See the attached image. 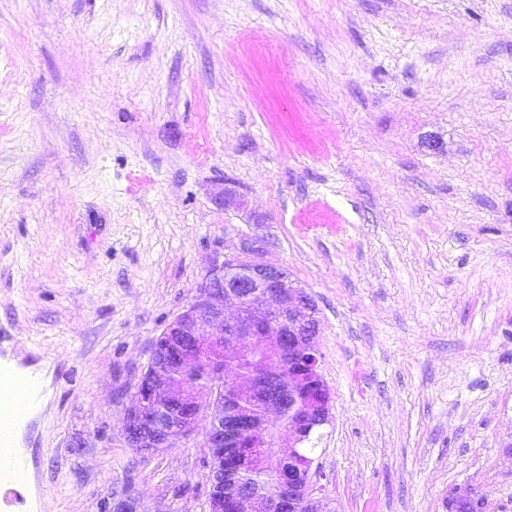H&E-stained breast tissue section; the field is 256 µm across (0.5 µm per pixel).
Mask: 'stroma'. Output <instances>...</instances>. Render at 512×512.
<instances>
[{
    "label": "stroma",
    "mask_w": 512,
    "mask_h": 512,
    "mask_svg": "<svg viewBox=\"0 0 512 512\" xmlns=\"http://www.w3.org/2000/svg\"><path fill=\"white\" fill-rule=\"evenodd\" d=\"M251 237L317 305L329 512H512V0H0V347L49 380L40 512H208L206 423L145 459L125 410Z\"/></svg>",
    "instance_id": "stroma-1"
}]
</instances>
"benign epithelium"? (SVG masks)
I'll return each mask as SVG.
<instances>
[{"label": "benign epithelium", "mask_w": 512, "mask_h": 512, "mask_svg": "<svg viewBox=\"0 0 512 512\" xmlns=\"http://www.w3.org/2000/svg\"><path fill=\"white\" fill-rule=\"evenodd\" d=\"M257 241L242 253L211 264L193 301L159 334L157 365L146 368L125 413L129 447L151 454L175 447L192 435L201 419L208 420L204 467L208 470L209 512L221 505H243L248 512H323L313 497V460L300 454L310 432L329 420L330 393L319 370V320L311 296L295 285L287 271L270 262H255ZM236 313L226 316L227 306ZM267 346L273 356L257 372L208 368L211 384L181 370L183 363L222 350L242 355V342ZM261 397L260 409L248 400ZM288 433V450L279 446ZM240 448H270L263 464L281 474L275 496L244 480L235 469L217 467L215 457ZM455 506L473 505L478 512L486 499L476 490L449 496Z\"/></svg>", "instance_id": "benign-epithelium-1"}]
</instances>
